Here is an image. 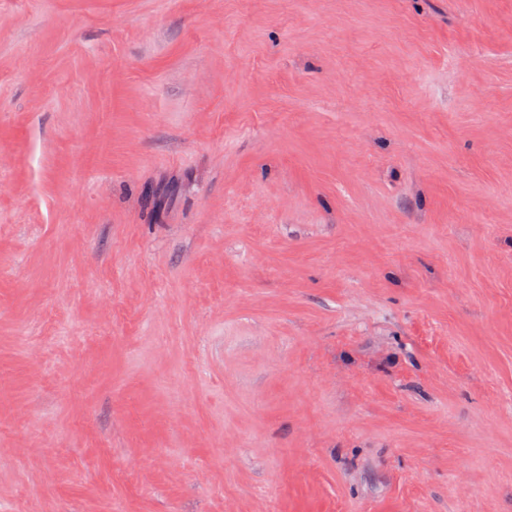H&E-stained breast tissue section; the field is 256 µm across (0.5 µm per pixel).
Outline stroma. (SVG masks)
Returning a JSON list of instances; mask_svg holds the SVG:
<instances>
[{"mask_svg": "<svg viewBox=\"0 0 512 512\" xmlns=\"http://www.w3.org/2000/svg\"><path fill=\"white\" fill-rule=\"evenodd\" d=\"M0 512H512V0H0Z\"/></svg>", "mask_w": 512, "mask_h": 512, "instance_id": "1", "label": "stroma"}]
</instances>
